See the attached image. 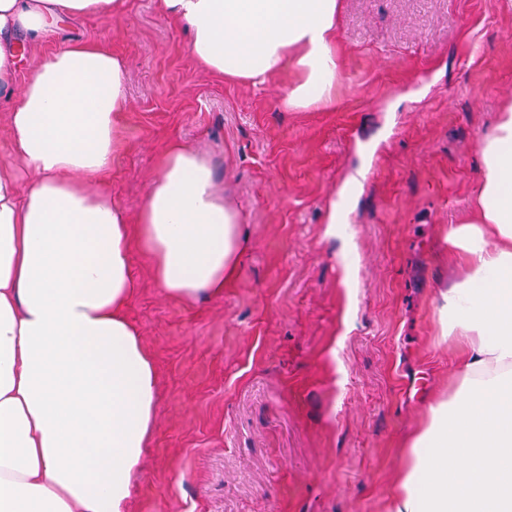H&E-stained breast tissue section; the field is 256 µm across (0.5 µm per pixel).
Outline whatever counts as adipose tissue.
Instances as JSON below:
<instances>
[{
	"label": "adipose tissue",
	"instance_id": "1",
	"mask_svg": "<svg viewBox=\"0 0 512 512\" xmlns=\"http://www.w3.org/2000/svg\"><path fill=\"white\" fill-rule=\"evenodd\" d=\"M125 0H0V105L15 166L0 168V512H128L154 426L157 373L124 314L130 234L162 291L215 298L250 243L209 160L180 141L159 159L136 219L100 178L124 150L123 59L95 42L56 49L26 79L36 41ZM206 71L255 87L282 69L283 108L336 88L339 0H157ZM473 220L446 239L460 276L441 292L459 372L406 442L390 512H512V105L478 142ZM34 175L31 185L15 171Z\"/></svg>",
	"mask_w": 512,
	"mask_h": 512
}]
</instances>
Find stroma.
I'll list each match as a JSON object with an SVG mask.
<instances>
[{"label":"stroma","mask_w":512,"mask_h":512,"mask_svg":"<svg viewBox=\"0 0 512 512\" xmlns=\"http://www.w3.org/2000/svg\"><path fill=\"white\" fill-rule=\"evenodd\" d=\"M119 54L127 152L101 179L136 214L173 139L204 153L250 246L184 303L131 248L125 314L157 372L129 512H387L401 445L455 374L436 324L444 227L474 214L478 141L512 103V0H342L336 96L283 110L192 58L154 0L59 33ZM344 198L348 232L329 237Z\"/></svg>","instance_id":"obj_1"}]
</instances>
